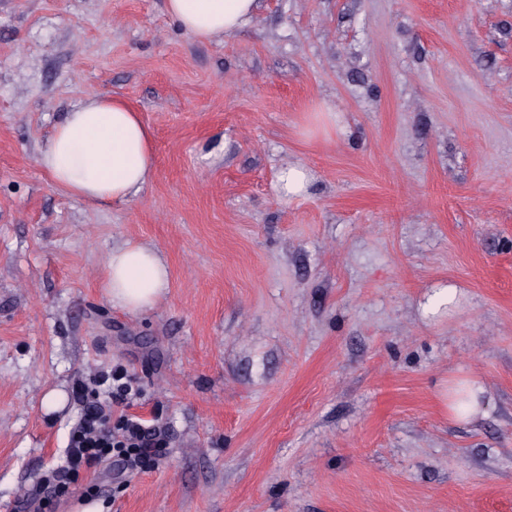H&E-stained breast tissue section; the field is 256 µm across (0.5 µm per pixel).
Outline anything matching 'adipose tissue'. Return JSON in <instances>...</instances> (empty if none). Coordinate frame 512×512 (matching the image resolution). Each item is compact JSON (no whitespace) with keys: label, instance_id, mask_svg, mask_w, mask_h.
I'll list each match as a JSON object with an SVG mask.
<instances>
[{"label":"adipose tissue","instance_id":"ef3b65f1","mask_svg":"<svg viewBox=\"0 0 512 512\" xmlns=\"http://www.w3.org/2000/svg\"><path fill=\"white\" fill-rule=\"evenodd\" d=\"M257 7L258 0H165L167 13L200 42L234 35ZM37 162L64 195L124 203L153 175L152 134L123 99L89 95L54 128ZM168 281L157 249L128 242L109 254L103 288L113 305L138 313L155 306Z\"/></svg>","mask_w":512,"mask_h":512}]
</instances>
